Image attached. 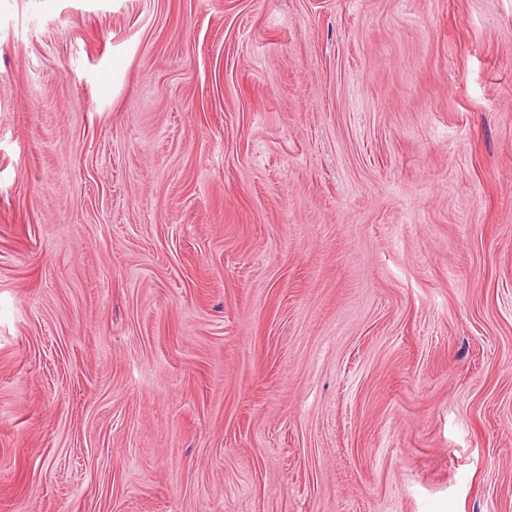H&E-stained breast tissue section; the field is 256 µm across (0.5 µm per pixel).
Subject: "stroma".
I'll return each instance as SVG.
<instances>
[{"label":"stroma","instance_id":"obj_1","mask_svg":"<svg viewBox=\"0 0 512 512\" xmlns=\"http://www.w3.org/2000/svg\"><path fill=\"white\" fill-rule=\"evenodd\" d=\"M0 512H512V0H0Z\"/></svg>","mask_w":512,"mask_h":512}]
</instances>
